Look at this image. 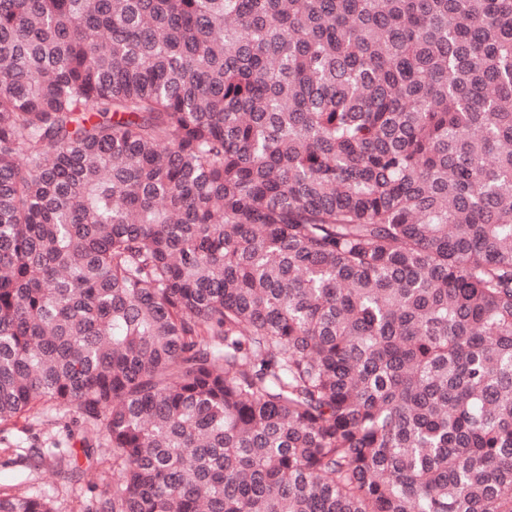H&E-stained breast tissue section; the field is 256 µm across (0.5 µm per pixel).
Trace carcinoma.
I'll return each mask as SVG.
<instances>
[{
	"mask_svg": "<svg viewBox=\"0 0 512 512\" xmlns=\"http://www.w3.org/2000/svg\"><path fill=\"white\" fill-rule=\"evenodd\" d=\"M39 406L76 512H512V0H0Z\"/></svg>",
	"mask_w": 512,
	"mask_h": 512,
	"instance_id": "cac0c4a2",
	"label": "carcinoma"
}]
</instances>
